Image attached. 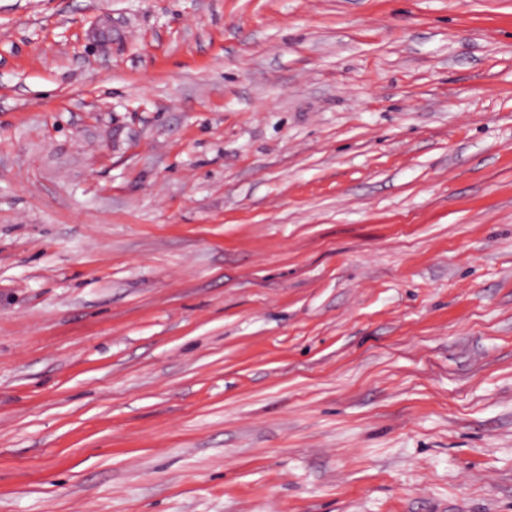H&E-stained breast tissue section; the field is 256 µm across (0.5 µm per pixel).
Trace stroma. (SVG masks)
<instances>
[{"label": "stroma", "instance_id": "obj_1", "mask_svg": "<svg viewBox=\"0 0 512 512\" xmlns=\"http://www.w3.org/2000/svg\"><path fill=\"white\" fill-rule=\"evenodd\" d=\"M0 512H512V0H0Z\"/></svg>", "mask_w": 512, "mask_h": 512}]
</instances>
